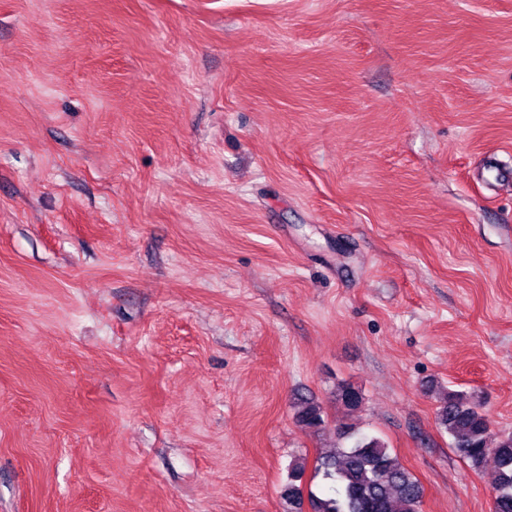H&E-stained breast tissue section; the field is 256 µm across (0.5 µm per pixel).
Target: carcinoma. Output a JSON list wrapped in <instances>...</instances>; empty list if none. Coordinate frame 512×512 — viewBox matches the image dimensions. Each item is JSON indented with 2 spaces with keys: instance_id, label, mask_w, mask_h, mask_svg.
<instances>
[{
  "instance_id": "carcinoma-1",
  "label": "carcinoma",
  "mask_w": 512,
  "mask_h": 512,
  "mask_svg": "<svg viewBox=\"0 0 512 512\" xmlns=\"http://www.w3.org/2000/svg\"><path fill=\"white\" fill-rule=\"evenodd\" d=\"M337 400L346 409L357 411L364 403V394L357 387L343 385L337 390ZM437 418L453 448L472 467H480L488 455H494L497 479L492 512H512V434L491 443L487 415L453 390L440 399ZM295 421L315 431L327 426L322 407L311 398L299 399ZM339 436L351 440V445L322 456L318 464L323 479L334 483V495L304 494L297 481L302 479L305 463L296 461L282 490L288 512H303L305 500L311 512H421V483L391 454L385 442L349 429L339 430Z\"/></svg>"
}]
</instances>
